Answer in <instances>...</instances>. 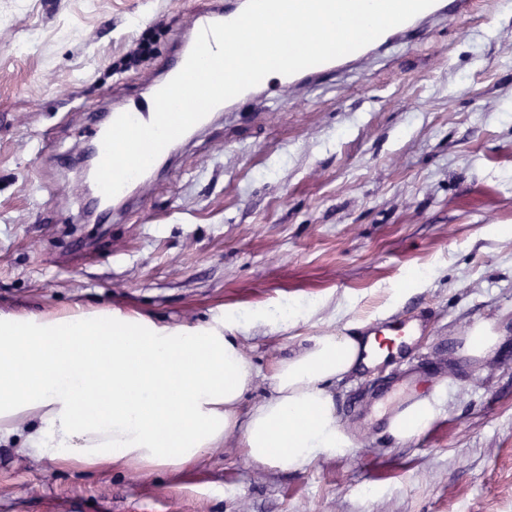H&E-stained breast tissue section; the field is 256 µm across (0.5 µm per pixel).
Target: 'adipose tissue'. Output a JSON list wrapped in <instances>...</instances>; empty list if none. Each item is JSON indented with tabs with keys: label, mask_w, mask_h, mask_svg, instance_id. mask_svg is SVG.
Masks as SVG:
<instances>
[{
	"label": "adipose tissue",
	"mask_w": 512,
	"mask_h": 512,
	"mask_svg": "<svg viewBox=\"0 0 512 512\" xmlns=\"http://www.w3.org/2000/svg\"><path fill=\"white\" fill-rule=\"evenodd\" d=\"M387 353L374 335L309 338L245 412L257 373L223 317L170 326L116 307L0 312V443L50 462L183 469L235 434L250 462L293 472L351 449L328 386ZM439 413L436 396L420 398L390 431L410 439Z\"/></svg>",
	"instance_id": "adipose-tissue-1"
}]
</instances>
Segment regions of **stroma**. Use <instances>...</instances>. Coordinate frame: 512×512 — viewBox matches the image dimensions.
I'll use <instances>...</instances> for the list:
<instances>
[{
    "label": "stroma",
    "mask_w": 512,
    "mask_h": 512,
    "mask_svg": "<svg viewBox=\"0 0 512 512\" xmlns=\"http://www.w3.org/2000/svg\"><path fill=\"white\" fill-rule=\"evenodd\" d=\"M206 5L0 0V310L230 317L259 373L250 406L308 338L419 308L418 380L388 406L441 384L440 415L395 440L373 416L381 364L330 386L352 452L294 472L251 463L234 435L180 471L4 443L0 512H512V0L213 113L88 219L74 162L95 122L163 81ZM478 322L500 335L482 362L460 352Z\"/></svg>",
    "instance_id": "1"
}]
</instances>
